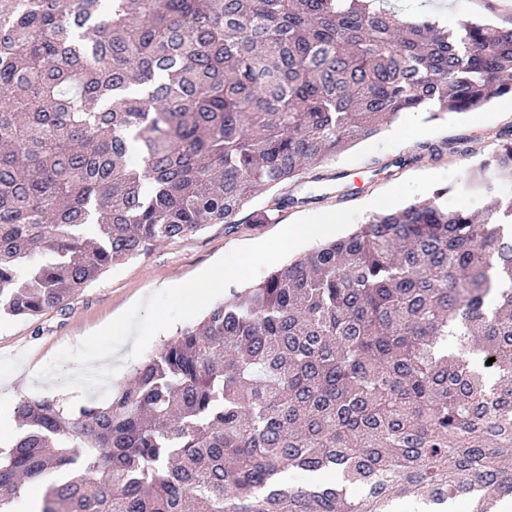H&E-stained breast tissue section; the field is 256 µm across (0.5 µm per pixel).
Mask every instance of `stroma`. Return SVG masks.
I'll return each mask as SVG.
<instances>
[{"mask_svg":"<svg viewBox=\"0 0 512 512\" xmlns=\"http://www.w3.org/2000/svg\"><path fill=\"white\" fill-rule=\"evenodd\" d=\"M449 26L466 20H486L500 28H512V6L506 0H450ZM512 127V93L493 99L478 112L446 114L404 113L375 136L353 144L321 167V180L312 172L288 182L284 188L260 192L250 211L267 212L260 224H209L195 234L108 268L78 291L62 307L31 317L0 315V391L15 392V402L0 407V449L8 448L19 433L15 412L18 400L47 395L67 408L95 400L99 391L86 397L64 389L60 379L41 380L35 373L49 364L58 351L77 345L85 333L101 329L112 319L157 291L164 282H185L226 253L263 240L283 225L302 217L363 206L403 180L424 173H445L459 168L470 171L476 162L490 158L498 149L497 134ZM462 138L465 153L408 163L419 143H438ZM314 196V203L280 212L272 201L281 192Z\"/></svg>","mask_w":512,"mask_h":512,"instance_id":"obj_1","label":"stroma"}]
</instances>
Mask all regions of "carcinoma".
I'll return each mask as SVG.
<instances>
[{"label": "carcinoma", "mask_w": 512, "mask_h": 512, "mask_svg": "<svg viewBox=\"0 0 512 512\" xmlns=\"http://www.w3.org/2000/svg\"><path fill=\"white\" fill-rule=\"evenodd\" d=\"M375 2L0 0V307L36 316L208 224H261L258 191L400 114L512 92V28ZM498 139L461 186L471 206L437 190L373 213L215 304L106 401L22 400L0 512L35 485L39 512L512 498V128Z\"/></svg>", "instance_id": "carcinoma-1"}]
</instances>
